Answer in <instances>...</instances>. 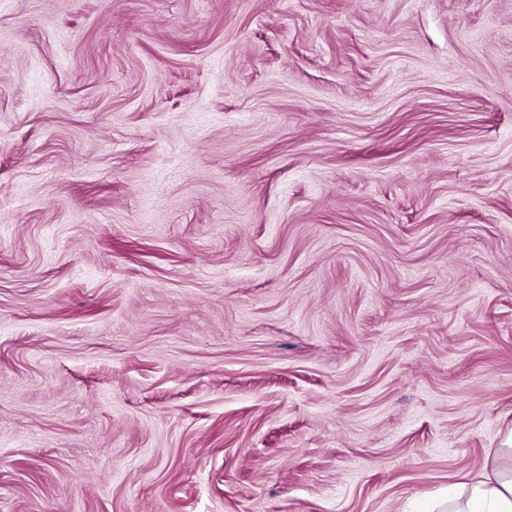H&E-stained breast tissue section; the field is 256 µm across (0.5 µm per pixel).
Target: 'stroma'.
Returning <instances> with one entry per match:
<instances>
[{"mask_svg":"<svg viewBox=\"0 0 512 512\" xmlns=\"http://www.w3.org/2000/svg\"><path fill=\"white\" fill-rule=\"evenodd\" d=\"M512 427V0H0V512H417Z\"/></svg>","mask_w":512,"mask_h":512,"instance_id":"stroma-1","label":"stroma"}]
</instances>
